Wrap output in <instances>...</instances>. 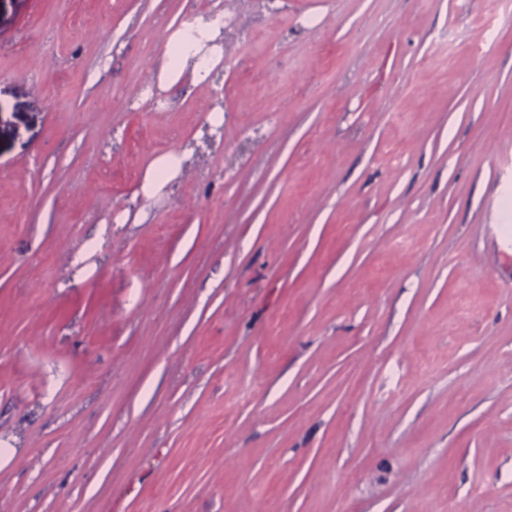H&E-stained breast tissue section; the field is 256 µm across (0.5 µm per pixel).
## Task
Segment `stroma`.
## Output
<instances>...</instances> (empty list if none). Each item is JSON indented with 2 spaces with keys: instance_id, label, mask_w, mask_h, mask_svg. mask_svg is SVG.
<instances>
[{
  "instance_id": "stroma-1",
  "label": "stroma",
  "mask_w": 512,
  "mask_h": 512,
  "mask_svg": "<svg viewBox=\"0 0 512 512\" xmlns=\"http://www.w3.org/2000/svg\"><path fill=\"white\" fill-rule=\"evenodd\" d=\"M499 14L0 0V512H512ZM194 25L198 28L207 29V40L213 44L207 46L201 43L193 48L184 49L180 46V42L186 31L181 33V30H179L173 33L168 39L166 49L160 58L158 74L159 81L169 87L181 82L188 67L191 68L195 77L205 79L221 58L222 45L214 43L221 39V30L212 27L209 22L204 20V16L198 17Z\"/></svg>"
}]
</instances>
